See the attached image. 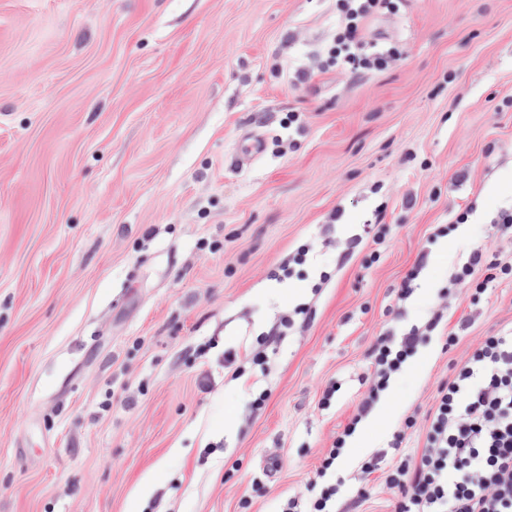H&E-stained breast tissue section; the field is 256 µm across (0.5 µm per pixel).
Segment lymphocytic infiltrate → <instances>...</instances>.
Segmentation results:
<instances>
[{"instance_id": "lymphocytic-infiltrate-1", "label": "lymphocytic infiltrate", "mask_w": 512, "mask_h": 512, "mask_svg": "<svg viewBox=\"0 0 512 512\" xmlns=\"http://www.w3.org/2000/svg\"><path fill=\"white\" fill-rule=\"evenodd\" d=\"M401 2L336 0L339 20L332 42L317 66L296 72L295 83L306 84L328 71L357 78L392 66L399 60L400 50L369 40L367 26L376 16L396 13ZM453 279L474 283L476 293L481 294L496 283L512 281V264L490 260L476 248L456 269ZM467 328L464 319L449 325L443 310L436 309L423 325L400 333L389 328L376 336L369 352L370 385L354 422L322 452L318 480L309 485L307 495L289 499L284 512H334L338 497L366 499L364 479L379 470L389 455L397 459L386 475L395 493L394 512H512V327L485 337L453 376L440 384L419 452L404 450L407 432L416 424L409 416L386 453L362 464L360 485H347L336 475V461L357 420L372 411L380 392L425 337L443 336L445 348L451 349Z\"/></svg>"}]
</instances>
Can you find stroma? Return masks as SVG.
Returning a JSON list of instances; mask_svg holds the SVG:
<instances>
[{
	"label": "stroma",
	"mask_w": 512,
	"mask_h": 512,
	"mask_svg": "<svg viewBox=\"0 0 512 512\" xmlns=\"http://www.w3.org/2000/svg\"><path fill=\"white\" fill-rule=\"evenodd\" d=\"M336 20L335 0H0V512H127L144 480L143 512H281L354 415L375 336L442 303L470 321L393 376L383 431L358 425L336 462L351 485L512 325V284L475 304L449 282L476 246L512 263L493 225L512 206V0H406L367 30L400 62L293 86ZM302 304L264 367L222 370ZM425 256H418L411 270L403 277L401 283L394 291L395 304L389 310L395 312L411 297L413 294L412 282L418 277L425 263Z\"/></svg>",
	"instance_id": "35a3bbf8"
}]
</instances>
